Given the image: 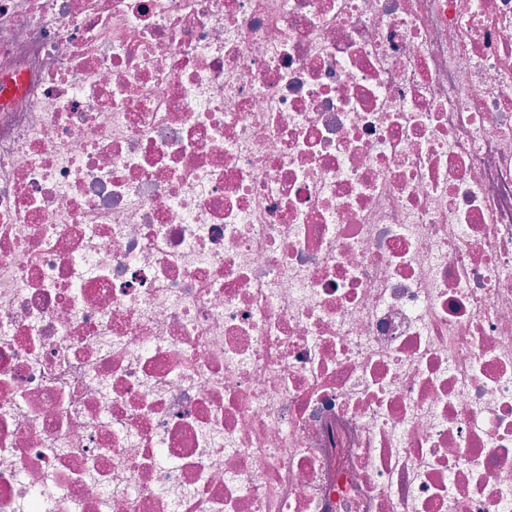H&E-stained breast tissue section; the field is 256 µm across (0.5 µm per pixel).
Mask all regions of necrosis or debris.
I'll list each match as a JSON object with an SVG mask.
<instances>
[{"mask_svg": "<svg viewBox=\"0 0 512 512\" xmlns=\"http://www.w3.org/2000/svg\"><path fill=\"white\" fill-rule=\"evenodd\" d=\"M0 512H512V0H0Z\"/></svg>", "mask_w": 512, "mask_h": 512, "instance_id": "4bbe7bcc", "label": "necrosis or debris"}]
</instances>
